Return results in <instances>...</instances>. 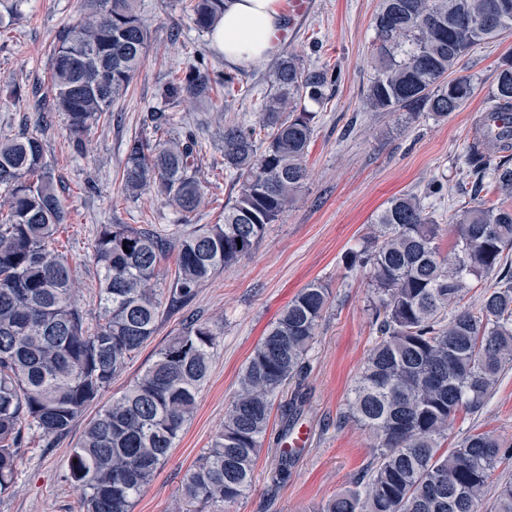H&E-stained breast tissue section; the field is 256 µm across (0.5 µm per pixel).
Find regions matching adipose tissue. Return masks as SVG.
Returning <instances> with one entry per match:
<instances>
[{
    "instance_id": "obj_1",
    "label": "adipose tissue",
    "mask_w": 512,
    "mask_h": 512,
    "mask_svg": "<svg viewBox=\"0 0 512 512\" xmlns=\"http://www.w3.org/2000/svg\"><path fill=\"white\" fill-rule=\"evenodd\" d=\"M281 2L230 0L212 35L227 64H258L274 53L281 33Z\"/></svg>"
}]
</instances>
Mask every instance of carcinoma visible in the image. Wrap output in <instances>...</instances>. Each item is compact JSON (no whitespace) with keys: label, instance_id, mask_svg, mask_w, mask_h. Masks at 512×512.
I'll return each instance as SVG.
<instances>
[{"label":"carcinoma","instance_id":"1","mask_svg":"<svg viewBox=\"0 0 512 512\" xmlns=\"http://www.w3.org/2000/svg\"><path fill=\"white\" fill-rule=\"evenodd\" d=\"M88 12L64 31L51 55V109L75 138L120 101L140 70L150 31L136 0H85ZM227 0H191V19L212 32ZM375 76L367 104L376 112H428L446 118L473 95L452 76L475 46L512 35V0H381L373 19ZM338 71L306 69L292 55L274 66L259 125L229 123L224 171L239 185L224 223L192 225L204 203L199 145L187 133L165 140L136 136L127 145L122 191L151 192L184 225L102 224L93 258L100 268L98 323L77 304L72 269L55 247L66 222L42 140L0 139V496L8 493L28 434L67 435L88 405L157 333L164 311L191 303L212 277L250 257L266 228L295 203L307 177L305 158L315 113L302 101L324 100ZM236 74L195 67L167 84V101L205 98ZM491 100L469 160L512 148L503 112H512V51L497 66ZM497 199L464 206L448 223L413 194L390 199L349 267L368 271L380 338L352 389L344 418L376 440L374 463L358 488L312 512H477L493 472L509 450L488 432L442 450L456 414L479 412L499 376L512 368V275L482 291L477 307L448 311L501 266L512 248V160L490 165ZM455 245L442 255L438 240ZM177 250L164 288L151 283L159 259ZM320 282L302 289L268 327L245 364L238 389L183 496L229 506L251 486L280 389L302 377L305 358L330 305ZM216 333L192 320L156 353L137 380L104 406L70 450L67 481L84 492V512H132L193 415L211 369ZM496 512H512V481L496 485Z\"/></svg>","mask_w":512,"mask_h":512}]
</instances>
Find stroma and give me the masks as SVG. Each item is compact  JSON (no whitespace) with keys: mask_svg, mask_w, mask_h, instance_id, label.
Listing matches in <instances>:
<instances>
[{"mask_svg":"<svg viewBox=\"0 0 512 512\" xmlns=\"http://www.w3.org/2000/svg\"><path fill=\"white\" fill-rule=\"evenodd\" d=\"M380 3L310 0L304 16L285 19L277 54L291 52L305 67L337 69L342 75L324 104H306L316 114L315 131L298 199L277 223L268 225L250 257L221 271L190 304L164 315L152 341L101 396L107 402L127 388L185 321L205 322L216 332L212 369L196 411L154 479L136 496L132 512H225L187 501L183 483L223 426L240 373L265 329L315 281L331 289V305L306 356L305 375L279 398L283 404L301 398L300 422L310 429L311 444L293 455L283 481L274 478L280 448L264 445L249 490L226 512H311L313 506L355 489L373 460L371 435L345 417L377 336L367 272L347 268L346 256L361 249L371 234L372 218L392 196L418 195L441 224L451 210L475 203L470 188L478 168L468 162L467 150L491 104L499 59L512 51L509 36L460 60L456 73L472 79L475 93L448 117L372 111L366 95L375 74L373 17ZM190 4L137 0L151 34L145 62L126 96L78 140L63 116L42 111L30 91L48 88L51 53L59 35L80 21L81 0H24L19 15L0 28V137L24 129L41 138L67 211L57 237L78 281L77 302L92 321L99 314L94 295L99 269L92 250L99 225L181 221L153 193L133 199L121 189L127 144L147 135L146 115L170 112L166 133L195 134L205 191L196 221L220 224L225 203L237 193L224 171V126L258 124L263 96L271 89L274 62L269 59L242 66L232 91L217 86L203 102L165 103L161 88L190 67L203 61L213 70L227 68L209 34L193 25ZM434 184L441 185L440 194H430ZM84 425L76 420L70 433L55 442L31 439L18 457L12 490L0 497V512H83L82 494L66 476L70 449ZM476 432L492 433L512 447V369L500 376L482 411L457 415L448 440Z\"/></svg>","mask_w":512,"mask_h":512,"instance_id":"1","label":"stroma"}]
</instances>
